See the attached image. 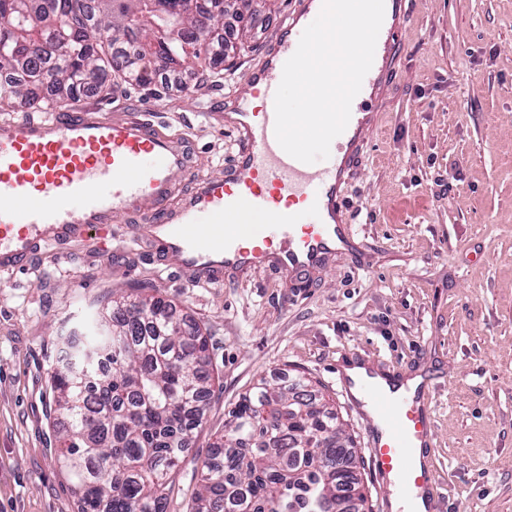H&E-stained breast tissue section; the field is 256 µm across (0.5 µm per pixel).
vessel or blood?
Instances as JSON below:
<instances>
[{
  "label": "vessel or blood",
  "mask_w": 512,
  "mask_h": 512,
  "mask_svg": "<svg viewBox=\"0 0 512 512\" xmlns=\"http://www.w3.org/2000/svg\"><path fill=\"white\" fill-rule=\"evenodd\" d=\"M322 0H296L288 23L244 82L253 104L235 106L224 125L239 149L220 177L198 178L176 194L174 176L193 162L192 142L136 117H109L95 109L0 121V271L23 266L39 247L76 239L88 231L109 234L121 217L150 210L139 227L165 264L178 272L222 276L269 263L288 275L318 269L353 247L347 188L362 164L379 100L400 73L408 0H385L373 64L352 102L345 131L322 163L288 155L274 133V96L283 66L297 49ZM249 214L266 223H246ZM363 395L376 426L374 470L401 503L417 512L435 503L431 463L433 425L420 399L393 396L375 383Z\"/></svg>",
  "instance_id": "vessel-or-blood-1"
}]
</instances>
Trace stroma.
<instances>
[{
  "instance_id": "1",
  "label": "stroma",
  "mask_w": 512,
  "mask_h": 512,
  "mask_svg": "<svg viewBox=\"0 0 512 512\" xmlns=\"http://www.w3.org/2000/svg\"><path fill=\"white\" fill-rule=\"evenodd\" d=\"M295 0L226 17L243 48L184 86L115 83L82 107L188 134L197 163L175 178L222 176L238 151L227 96L269 49ZM348 197L358 245L297 277L277 265L198 278L168 268L139 215L37 250L0 272V512H78L57 455L50 372L58 336L82 332L112 297L155 295L211 338L212 395L171 476L166 512H191L202 460L239 397L302 378L329 402L361 459L367 512L389 489L369 462L373 428L338 367L371 363L426 378L437 512H512V0H412L402 71Z\"/></svg>"
}]
</instances>
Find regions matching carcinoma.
Returning <instances> with one entry per match:
<instances>
[{"label": "carcinoma", "mask_w": 512, "mask_h": 512, "mask_svg": "<svg viewBox=\"0 0 512 512\" xmlns=\"http://www.w3.org/2000/svg\"><path fill=\"white\" fill-rule=\"evenodd\" d=\"M70 0H0V57L7 94L0 106L46 112L72 107L112 72L151 82L161 67L215 68L237 44L214 41L224 9L250 0H93L68 21ZM129 45L126 50L115 44ZM50 375L58 459L78 491L79 512H166L167 486L207 410L209 338L176 319L160 298L102 306L95 333L65 338ZM298 379L265 382L230 411L227 434L201 463L193 512H337L359 484L355 457L335 417Z\"/></svg>", "instance_id": "cac0c4a2"}]
</instances>
